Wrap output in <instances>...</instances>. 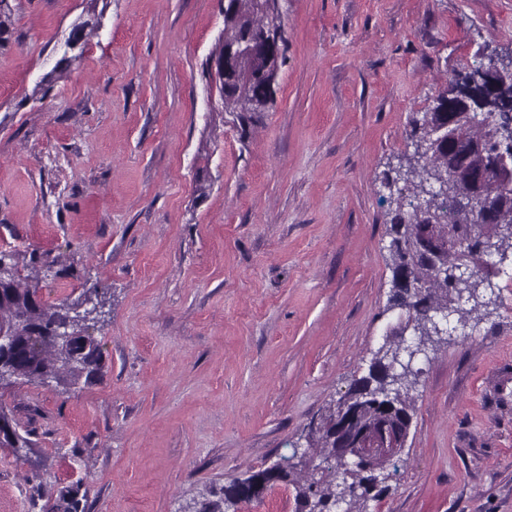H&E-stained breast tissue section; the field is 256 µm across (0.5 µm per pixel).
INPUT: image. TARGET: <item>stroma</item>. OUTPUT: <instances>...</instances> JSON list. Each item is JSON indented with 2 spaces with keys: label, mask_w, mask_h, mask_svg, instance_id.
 <instances>
[{
  "label": "stroma",
  "mask_w": 512,
  "mask_h": 512,
  "mask_svg": "<svg viewBox=\"0 0 512 512\" xmlns=\"http://www.w3.org/2000/svg\"><path fill=\"white\" fill-rule=\"evenodd\" d=\"M277 105H207L221 0H11L0 49V251L42 302L104 296L101 376L0 391V512H184L304 453L387 335L389 191L454 72L512 60V0H280ZM102 27L31 94L88 9ZM209 172L205 196L196 172ZM481 318L417 354L397 469L364 512H512V259ZM0 448H12L16 458H28L30 442L21 435L17 424L13 423L9 413L0 405Z\"/></svg>",
  "instance_id": "1"
}]
</instances>
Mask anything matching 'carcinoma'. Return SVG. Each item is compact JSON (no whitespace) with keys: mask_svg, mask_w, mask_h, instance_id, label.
Masks as SVG:
<instances>
[{"mask_svg":"<svg viewBox=\"0 0 512 512\" xmlns=\"http://www.w3.org/2000/svg\"><path fill=\"white\" fill-rule=\"evenodd\" d=\"M12 26L10 0H0V47ZM287 39L280 0H224V28L203 63L209 96L219 110L232 114V123L247 128L276 104V87L285 63ZM224 61V78L213 74V62ZM482 64L458 76L434 98L429 111L413 121L409 137L415 146L405 173L385 178L395 204L388 235L392 278L403 276L406 286L392 289L390 302L405 309L419 340L435 328L434 318L449 311L450 322L465 328L477 320V306L461 305L465 289L485 282V257L512 251V169H492L499 133L512 128V81L489 88L481 83ZM448 127V138L435 131ZM403 187H398L399 182ZM493 211L497 222L487 224L482 210ZM30 276H12L0 284V333L11 339L0 352V390L23 380L30 384L54 381L72 386L80 377L90 381L102 373L101 341L88 333L89 323L102 324L91 299L47 305L37 298ZM72 337L67 348L59 327ZM400 347L386 342L376 352L368 373L354 380L348 394L325 414L311 446L315 471L301 461L281 462L274 474L259 470L201 496L194 512H229L238 502L261 498L240 489L261 478L266 484L293 486L300 512H361L368 499L370 477L363 466L342 469L336 454V426L347 419L352 438L372 470L385 468L405 447L413 418L408 369L396 368ZM0 448L18 458L28 457L30 442L0 405Z\"/></svg>","mask_w":512,"mask_h":512,"instance_id":"obj_1","label":"carcinoma"}]
</instances>
